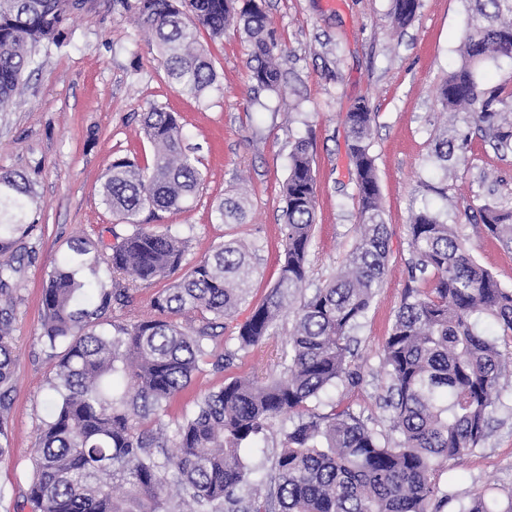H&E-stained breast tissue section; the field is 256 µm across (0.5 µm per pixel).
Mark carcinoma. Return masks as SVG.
Returning <instances> with one entry per match:
<instances>
[{"instance_id": "obj_1", "label": "carcinoma", "mask_w": 512, "mask_h": 512, "mask_svg": "<svg viewBox=\"0 0 512 512\" xmlns=\"http://www.w3.org/2000/svg\"><path fill=\"white\" fill-rule=\"evenodd\" d=\"M120 0L155 42L159 62L177 90L201 100L218 75L198 44L203 27L214 39L230 24L251 47L250 79L281 89L277 43L260 5L244 0ZM461 61L437 91L446 112H464L497 150L512 149V91L480 81L488 60L512 59V0H466ZM420 0H390L396 28L417 16ZM88 0H0V107L14 101L43 46H61L71 16ZM375 113L364 102L346 113L347 147L355 173L360 235L346 263L302 297L288 359L276 378L235 377L201 395L195 410L175 421L169 445L165 417L202 366H233L241 351L274 334L281 311L306 288L316 223V178L306 140L295 142L282 184L284 260L278 280L239 326L234 348H219L224 321L250 293L252 253L235 240L218 244L151 301L156 315L123 322L134 294L121 276L144 286L181 267L191 245L183 233H154L138 216L183 211L202 190L205 176L184 146L173 113L154 105L142 129L153 147L147 165L116 158L102 175L103 202L130 226L106 254L84 238L47 274L41 298V342L51 350L52 412L39 429L34 477L26 499L32 512H441L448 496L435 474L477 448L512 377V357L499 337L481 329L491 320L512 341V289L472 257L454 225L426 207L409 224L411 281L381 354L387 378L380 407L389 414L393 440L350 408L313 413L332 386H356L361 365L352 336L383 280L389 234L383 218L371 128ZM468 138L434 139L430 160L448 170V158L465 153ZM38 202L28 177L0 171V456L9 450L14 351L11 327L26 241L37 229ZM220 222L239 224L243 197L221 201ZM479 219L489 234L512 244V204L486 203ZM112 272L99 277V266ZM194 315L183 325L173 315ZM64 353H57L59 345ZM279 419L280 450L271 469L248 466L241 449L267 440ZM465 512H512V493L500 510L481 496Z\"/></svg>"}]
</instances>
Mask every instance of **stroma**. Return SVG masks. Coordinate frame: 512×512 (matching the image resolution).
Masks as SVG:
<instances>
[{"label": "stroma", "mask_w": 512, "mask_h": 512, "mask_svg": "<svg viewBox=\"0 0 512 512\" xmlns=\"http://www.w3.org/2000/svg\"><path fill=\"white\" fill-rule=\"evenodd\" d=\"M278 44L276 62L284 92L256 88L250 79V46L237 29L211 40L199 30L219 81L198 101L177 92L158 61L155 45L133 11L114 0H95L73 15L66 46L40 57L16 100L0 110V170L32 179L38 197V228L29 241L36 252L18 282L13 322L14 371L10 450L0 456V512H31L24 495L33 473V448L49 412L52 364L42 347V283L75 237L112 241L128 231L100 195L101 176L116 157L151 160L153 147L141 132L144 112L163 105L175 112L206 182L193 206L182 212L143 211L148 230L191 228L186 266L214 246L236 240L254 250L250 298L227 320L235 334L279 277L283 261L281 186L295 141L312 144L317 178L316 224L308 284L336 272L356 238L358 198L347 155L344 117L366 101L376 114L372 152L389 232L387 271L352 344L363 380L329 388L325 399L360 412L386 432L387 413L378 396L387 380L382 345L408 285V230L422 207L454 224L474 260L504 287L512 288V247L467 221L466 207L495 198L512 202V150L494 151L464 115L446 118L437 90L460 62L465 0H421L410 25L393 29L389 0H262ZM469 136L467 153L447 170L429 161L438 130ZM248 199L240 224H221L215 208L237 194ZM295 305L281 313L276 333L240 354L223 372L204 368L173 402L170 416L191 413L194 400L236 376L261 381L277 376L295 324ZM448 494L443 512H462L476 496L505 501L512 490V383L502 393L480 447L436 474Z\"/></svg>", "instance_id": "stroma-1"}]
</instances>
